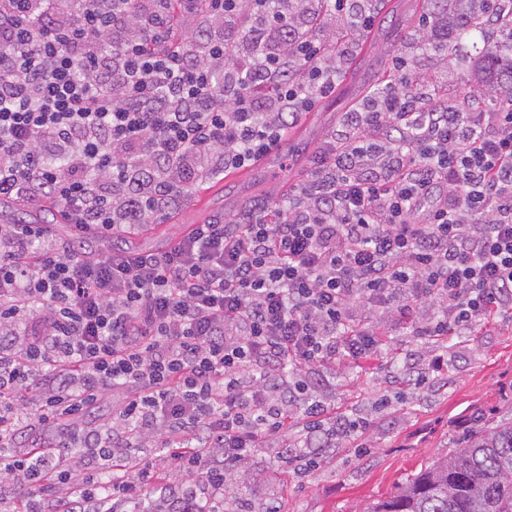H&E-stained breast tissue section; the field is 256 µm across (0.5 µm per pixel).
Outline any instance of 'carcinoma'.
Masks as SVG:
<instances>
[{"instance_id": "cac0c4a2", "label": "carcinoma", "mask_w": 512, "mask_h": 512, "mask_svg": "<svg viewBox=\"0 0 512 512\" xmlns=\"http://www.w3.org/2000/svg\"><path fill=\"white\" fill-rule=\"evenodd\" d=\"M419 19L448 42L480 35L483 56L475 62L481 80L512 101V0H424ZM363 512H512V416L473 418L459 450L406 477L390 496Z\"/></svg>"}]
</instances>
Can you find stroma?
<instances>
[{"mask_svg":"<svg viewBox=\"0 0 512 512\" xmlns=\"http://www.w3.org/2000/svg\"><path fill=\"white\" fill-rule=\"evenodd\" d=\"M415 0H391L387 19L375 20L358 41L354 76L338 81L335 94L316 104L312 121L298 119L281 141L273 168L284 180L272 181L273 168L229 169L203 179L169 216L124 234L125 247L158 250L189 225L248 210L251 205L291 193L304 182L311 152L341 123L384 71L404 58L418 83L458 99L476 88L471 66L478 43L448 52L442 41L428 44L415 36L406 18ZM448 362L423 389L407 377L426 368L433 350ZM323 382L330 414L373 416L375 425L361 438H344L334 448L311 457L306 469L282 463L274 448H261L239 468L241 499H229L224 512L240 502H256L281 512H362L388 497L408 475L456 451L476 411L504 416L512 405V309H503L467 336H414L397 324L387 325L370 360L347 366L324 365L313 374Z\"/></svg>","mask_w":512,"mask_h":512,"instance_id":"stroma-1","label":"stroma"}]
</instances>
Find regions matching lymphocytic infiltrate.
<instances>
[{"instance_id": "obj_1", "label": "lymphocytic infiltrate", "mask_w": 512, "mask_h": 512, "mask_svg": "<svg viewBox=\"0 0 512 512\" xmlns=\"http://www.w3.org/2000/svg\"><path fill=\"white\" fill-rule=\"evenodd\" d=\"M194 16L199 28L187 27ZM290 0H0V201L62 204L71 227L0 221V478L25 512L63 489L138 503L159 445L206 512L294 411L308 442L338 418L309 371L371 358L386 325L463 336L512 305V109L391 85L345 113L287 205L194 225L165 251H77L251 165L336 91L320 38H289ZM248 53L229 67L223 28ZM226 98L217 102L216 82ZM122 396L111 426L86 420Z\"/></svg>"}]
</instances>
